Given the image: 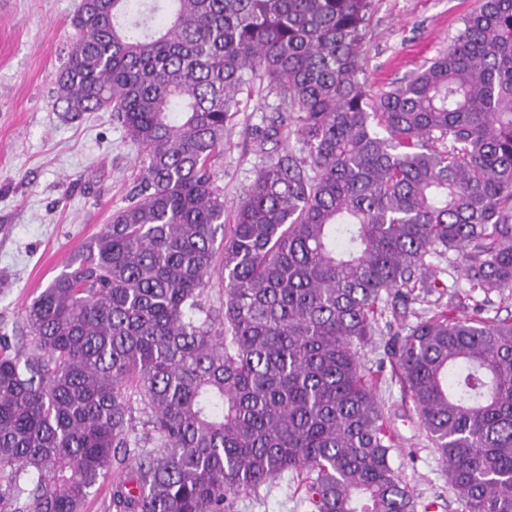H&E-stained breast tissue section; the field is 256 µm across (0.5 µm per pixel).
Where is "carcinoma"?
<instances>
[{"label":"carcinoma","instance_id":"obj_1","mask_svg":"<svg viewBox=\"0 0 512 512\" xmlns=\"http://www.w3.org/2000/svg\"><path fill=\"white\" fill-rule=\"evenodd\" d=\"M371 5L85 0L73 16L55 105L113 113L140 182L26 309L29 352L0 340V509L82 512L110 475L108 512H229L291 472L307 512H415L376 398L388 366L465 512H512V317L488 316L512 290V0H479L376 100ZM257 86L276 104L256 150L295 146L228 224L213 160ZM451 251L464 318L429 274Z\"/></svg>","mask_w":512,"mask_h":512}]
</instances>
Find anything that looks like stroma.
Masks as SVG:
<instances>
[{"mask_svg":"<svg viewBox=\"0 0 512 512\" xmlns=\"http://www.w3.org/2000/svg\"><path fill=\"white\" fill-rule=\"evenodd\" d=\"M81 0H0V334L24 337L27 306L126 207L139 153L108 112H63L56 78L71 47L70 19ZM477 0H373L364 36L365 86L376 97L446 49ZM259 99L237 113L213 167L233 214L264 160L252 131L265 117ZM400 436L394 454L417 506L463 512L445 467L416 423L398 383L379 389ZM231 512H306L291 474Z\"/></svg>","mask_w":512,"mask_h":512,"instance_id":"1","label":"stroma"}]
</instances>
